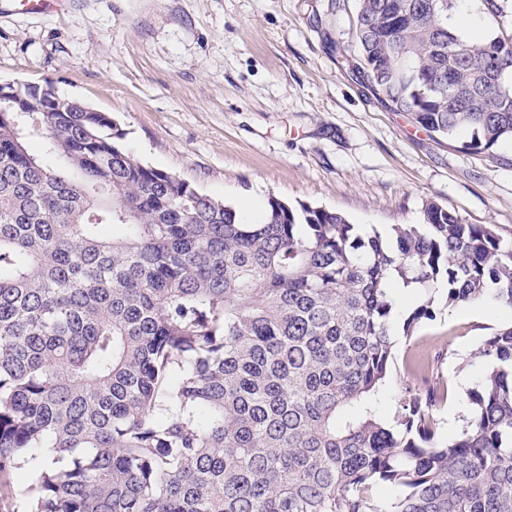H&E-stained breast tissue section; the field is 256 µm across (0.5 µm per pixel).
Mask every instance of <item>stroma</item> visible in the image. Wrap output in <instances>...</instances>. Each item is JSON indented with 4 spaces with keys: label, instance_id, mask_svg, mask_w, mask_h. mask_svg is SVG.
Listing matches in <instances>:
<instances>
[{
    "label": "stroma",
    "instance_id": "stroma-1",
    "mask_svg": "<svg viewBox=\"0 0 512 512\" xmlns=\"http://www.w3.org/2000/svg\"><path fill=\"white\" fill-rule=\"evenodd\" d=\"M357 0H69L51 16L0 14V85L52 82L107 113L143 163L240 207L277 196L385 232L432 201L512 241V142L471 153L394 111L361 74ZM512 323L494 298L396 336L380 410L393 418L410 357L449 388L464 422L476 352Z\"/></svg>",
    "mask_w": 512,
    "mask_h": 512
}]
</instances>
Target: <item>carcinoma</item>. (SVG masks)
Instances as JSON below:
<instances>
[{
	"label": "carcinoma",
	"instance_id": "cac0c4a2",
	"mask_svg": "<svg viewBox=\"0 0 512 512\" xmlns=\"http://www.w3.org/2000/svg\"><path fill=\"white\" fill-rule=\"evenodd\" d=\"M455 7L358 0L363 72L489 151L512 141V35L464 39ZM46 107L0 112V512H512V324L478 351L456 438H438L435 386L393 425L378 409L392 282L512 308L495 225L430 202L363 234L275 195L246 223L139 161L108 114ZM436 317L416 307L403 335Z\"/></svg>",
	"mask_w": 512,
	"mask_h": 512
}]
</instances>
